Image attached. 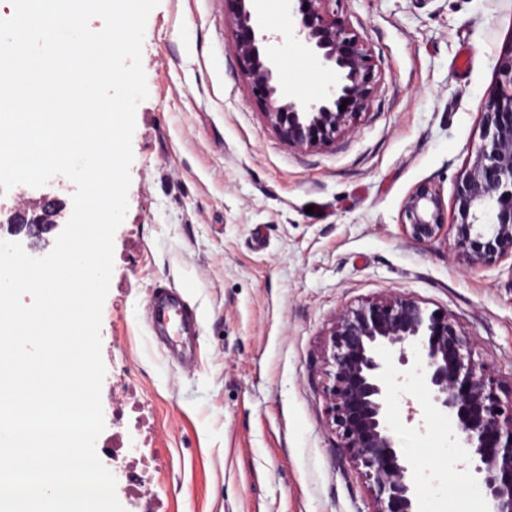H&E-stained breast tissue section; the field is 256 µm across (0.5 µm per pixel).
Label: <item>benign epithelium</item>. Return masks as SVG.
<instances>
[{
    "mask_svg": "<svg viewBox=\"0 0 512 512\" xmlns=\"http://www.w3.org/2000/svg\"><path fill=\"white\" fill-rule=\"evenodd\" d=\"M236 4V51L267 101L269 121L288 141L313 148L349 128L366 107L374 81L364 44L328 14L332 0H286L295 41L334 74L310 100L283 96L273 71L272 37L258 33L250 0ZM346 105L339 110L340 105ZM481 143L457 183L455 220L447 223L439 192L416 187L405 199L406 235L427 244L454 233L459 259L475 267L512 258V50L497 63L495 91L481 119ZM60 202L46 198L40 212L14 209L8 233L36 248L55 228ZM324 386L342 447L364 468L376 491L374 512H417L410 466L388 427L395 365L421 373L432 404L456 423L465 467L484 487L490 512H512V402L499 382L477 364L448 316L427 313L417 302L388 295L339 314L330 334Z\"/></svg>",
    "mask_w": 512,
    "mask_h": 512,
    "instance_id": "benign-epithelium-1",
    "label": "benign epithelium"
}]
</instances>
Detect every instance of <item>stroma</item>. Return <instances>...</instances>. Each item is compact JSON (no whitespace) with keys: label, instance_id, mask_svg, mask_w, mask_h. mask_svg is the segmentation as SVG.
<instances>
[{"label":"stroma","instance_id":"stroma-1","mask_svg":"<svg viewBox=\"0 0 512 512\" xmlns=\"http://www.w3.org/2000/svg\"><path fill=\"white\" fill-rule=\"evenodd\" d=\"M366 45L375 80L352 128L305 149L270 124L235 50L232 0H160L142 64L128 210L113 237L101 323L105 427L134 434L114 461L125 512H373L375 492L345 454L324 392L337 316L389 294L446 314L512 399V261L470 267L454 241L407 238L401 209L427 184L452 211L481 112L512 50V0H331ZM279 36L278 84L309 99L329 82L292 39L282 0H261ZM72 194L57 179L0 196L37 208ZM175 289L196 315L197 364L154 335L146 304ZM390 427L420 512H487L455 423L421 376L389 373ZM414 402L419 421L406 419ZM142 475L130 488L127 470Z\"/></svg>","mask_w":512,"mask_h":512}]
</instances>
